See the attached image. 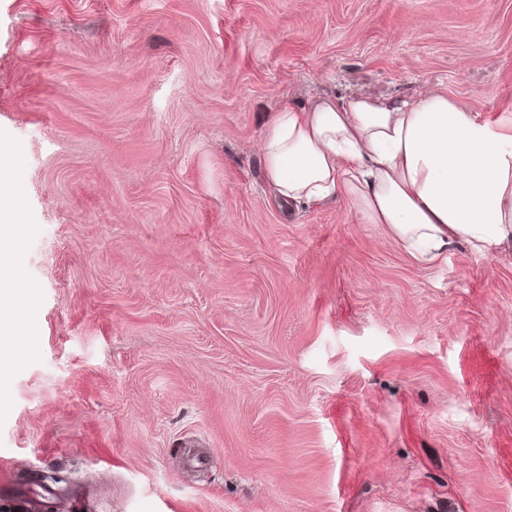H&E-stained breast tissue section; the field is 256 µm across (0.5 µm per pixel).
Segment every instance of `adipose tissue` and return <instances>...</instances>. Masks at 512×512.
I'll return each instance as SVG.
<instances>
[{
  "mask_svg": "<svg viewBox=\"0 0 512 512\" xmlns=\"http://www.w3.org/2000/svg\"><path fill=\"white\" fill-rule=\"evenodd\" d=\"M281 202L350 200L425 262L449 246L512 250V123L428 90L285 108L261 143Z\"/></svg>",
  "mask_w": 512,
  "mask_h": 512,
  "instance_id": "adipose-tissue-1",
  "label": "adipose tissue"
}]
</instances>
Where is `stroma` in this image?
<instances>
[{"label":"stroma","mask_w":512,"mask_h":512,"mask_svg":"<svg viewBox=\"0 0 512 512\" xmlns=\"http://www.w3.org/2000/svg\"><path fill=\"white\" fill-rule=\"evenodd\" d=\"M428 89L512 116V0H0V500L512 512V253L425 263L263 175L283 108Z\"/></svg>","instance_id":"stroma-1"}]
</instances>
